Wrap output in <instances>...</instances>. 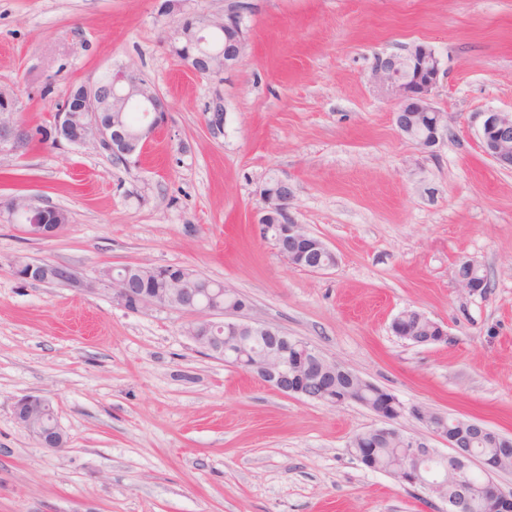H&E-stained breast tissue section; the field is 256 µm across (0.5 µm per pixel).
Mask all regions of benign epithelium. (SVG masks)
Segmentation results:
<instances>
[{
  "mask_svg": "<svg viewBox=\"0 0 512 512\" xmlns=\"http://www.w3.org/2000/svg\"><path fill=\"white\" fill-rule=\"evenodd\" d=\"M245 6L241 0H230L220 16L188 15L182 17L167 32L166 44L170 53L183 61L194 73L212 76L234 68L247 47L248 38L242 27ZM224 32V49L202 55H193L189 45L200 41L205 32ZM441 71L440 59L426 42L412 46L405 57L390 54L380 58L372 78L396 101L393 122L398 132L416 140L417 145L428 149L435 146L448 130V113L433 106L432 100L438 87ZM143 113L137 132L127 125L128 112ZM17 104L13 96L0 94V154H19L24 150V126L17 118ZM168 103L137 69L121 67L109 69L105 74L81 84V91L71 92L57 111L47 143L57 146L63 142L82 146L95 141L112 152L114 159L127 165H136L165 124ZM480 119L478 136L483 152L497 165L512 169V111L489 110L476 113ZM206 126L211 134L224 132V109L219 104L209 108ZM265 206L258 212L254 223L264 238L274 242L278 255L295 268L310 267L330 249L320 239L312 236L292 215V184L284 178L266 181L261 189ZM10 213L24 214L30 219L26 230L42 239L59 236L67 222L64 211L27 196L13 201ZM469 272L455 270L456 283L470 293H482L487 288L480 267L472 260L464 261ZM154 272L155 266L128 265L124 272L107 269L99 283L112 296V301L127 309H167L192 316L188 320V337L206 353L221 360H232L231 366L241 369L266 386L286 395H295L309 401L332 407L349 403L347 394L338 396L332 384L335 372L353 374L344 364L330 361L307 343L277 328L237 318L248 307L241 297L222 286L197 287L200 275L181 266L177 275L178 287L161 294H153L136 286V275L143 270ZM15 274L22 280L57 284L70 288H89L91 284L80 279L68 265L37 261L19 262ZM224 318L229 327L245 326L250 331L265 334L270 343L261 351H224V337L204 339L205 330L218 325ZM423 314L405 310L396 316L390 329L393 335L413 344H420L412 333L410 320ZM382 402L375 414L380 424L366 433L386 438L398 435L399 420L406 414L420 420L431 435L443 442L451 453L443 455L427 442L411 435H404V453L387 470L402 484L419 485L429 493L448 502V512H468L478 501L485 512H512V492L502 490L491 479L496 472L512 470V454L499 455L483 469L482 483L469 480L472 443L478 439L498 443L509 438L483 423L466 421L462 433L441 430L434 424L437 413L413 405L405 407L386 390H379ZM16 422L33 435L37 443L49 450L65 447V434L54 415L48 399L38 395H24L13 406ZM435 456L442 461L448 476L428 482L422 478L424 461Z\"/></svg>",
  "mask_w": 512,
  "mask_h": 512,
  "instance_id": "1",
  "label": "benign epithelium"
}]
</instances>
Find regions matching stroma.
<instances>
[{"label":"stroma","mask_w":512,"mask_h":512,"mask_svg":"<svg viewBox=\"0 0 512 512\" xmlns=\"http://www.w3.org/2000/svg\"><path fill=\"white\" fill-rule=\"evenodd\" d=\"M236 67L200 76L166 30L227 0H0V92L51 125L71 85L131 66L166 98L138 166L97 143L0 155V512H445V502L366 469L352 437L368 408L281 394L196 348L186 318L129 311L104 289L18 279V262L85 280L128 264L179 265L244 296L280 328L408 405L512 438V170L480 147L474 115L512 111V0H245ZM429 43L433 105L448 134L423 150L396 130L372 80L379 56ZM224 104V132L205 127ZM288 178L299 224L336 255L294 268L253 217L269 176ZM66 212L56 238L26 234L15 191ZM484 293L460 288V259ZM448 329L415 345L392 320ZM50 398L67 446L42 448L12 404ZM469 272L455 270L456 283L470 293H482L487 288V281L480 275L481 268L472 260H464ZM424 315L415 310H406L401 312L398 316H396L391 325L390 329L394 336H397L401 339L410 341L413 344L422 345L428 344L432 342H446L448 340V330L445 327L435 321H432L431 330L430 325L427 322V319L417 320L415 322L416 331H418L417 336H427L428 331L430 330L429 336H433L428 342L418 341L415 335L412 333L410 328V320L412 318H421Z\"/></svg>","instance_id":"stroma-1"}]
</instances>
